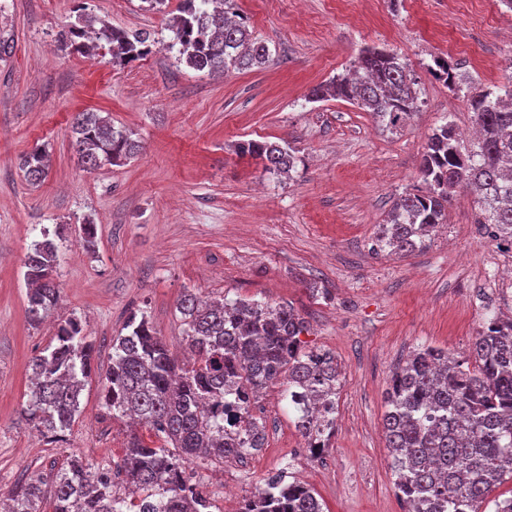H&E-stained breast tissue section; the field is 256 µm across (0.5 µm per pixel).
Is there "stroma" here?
I'll use <instances>...</instances> for the list:
<instances>
[{
  "label": "stroma",
  "mask_w": 512,
  "mask_h": 512,
  "mask_svg": "<svg viewBox=\"0 0 512 512\" xmlns=\"http://www.w3.org/2000/svg\"><path fill=\"white\" fill-rule=\"evenodd\" d=\"M141 0H0V30L14 51L0 63V497L79 455L89 468L119 460L128 436L102 406L100 377L130 313H145L180 358L188 351L178 303L192 292L289 303L309 323L304 339L342 368L336 431L311 458L279 386L254 413L266 426L256 454L190 474L212 512H237L268 477L313 488L325 512H404L383 416L391 377L416 349L468 354L484 322L512 318V250L478 224L473 194L457 190L448 222L405 256L371 250L397 197L422 185L421 156L445 121L474 126L462 98L433 78L442 56L462 83L512 77V12L499 0H235L269 61L223 76L176 58L169 19ZM84 8L150 33L151 51L125 66L63 47L59 33ZM367 46L393 49L417 81L421 105L397 133L343 100L309 101ZM96 112L133 132L138 155L84 171L72 124ZM295 149L289 176L239 155L244 140ZM44 148L45 179L29 183L21 156ZM96 226V247L78 235ZM62 231L60 300L41 323L28 316L24 257L43 232ZM78 318L98 351L81 414L56 442L35 439L21 416L31 359Z\"/></svg>",
  "instance_id": "obj_1"
}]
</instances>
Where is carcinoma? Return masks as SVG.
<instances>
[{
	"label": "carcinoma",
	"mask_w": 512,
	"mask_h": 512,
	"mask_svg": "<svg viewBox=\"0 0 512 512\" xmlns=\"http://www.w3.org/2000/svg\"><path fill=\"white\" fill-rule=\"evenodd\" d=\"M214 0H181L171 24L178 60L193 69L226 73L269 59L268 46L246 23L210 8ZM93 17L80 10L60 33L74 52ZM98 48L115 65L150 52L149 35L103 24ZM435 77L474 114L479 137L468 144L446 122L429 137L420 173L425 188L400 195L387 223L379 226L374 251L408 254L425 246L448 221V202L458 189L475 195L488 236L512 248V80L501 87L460 86L454 67L434 60ZM417 80L409 65L384 47H365L347 72L313 88L309 100H347L394 133L419 108ZM73 145L87 170L133 159L138 141L94 112L79 113ZM242 155L258 157L274 175L291 172L295 150L270 141L238 143ZM48 155H25L26 179L41 182ZM28 312L34 322L57 304L59 247L34 242L24 259ZM191 358L180 362L146 316L132 313L129 333L112 338V363L102 378L103 407L114 420L147 426L160 441L151 447L133 432L121 460L88 471L79 457L19 485L6 512H210L206 493L190 484L186 464L222 463L265 447V427L253 414L264 390L280 381L282 399L311 456L329 447L335 432L341 366L328 350L300 339L304 318L287 304L241 297L203 300L187 292L179 301ZM56 344L31 361L24 419L51 441L80 415V395L91 376L95 345L77 318L60 325ZM383 429L397 495L409 512H512V497L488 500L512 481V320L497 316L477 333L469 354L431 346L415 350L392 375ZM254 512H324L313 489L269 478L248 499Z\"/></svg>",
	"instance_id": "1"
}]
</instances>
